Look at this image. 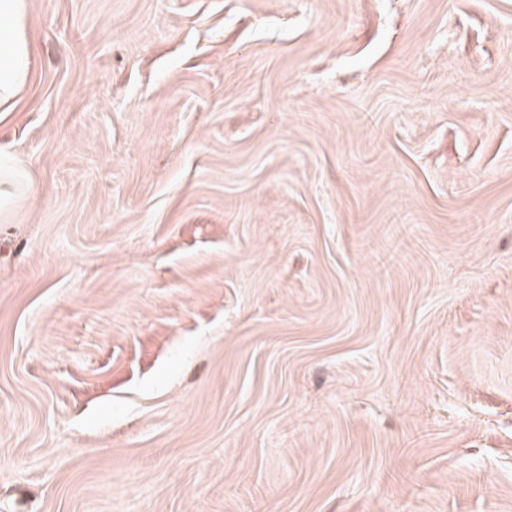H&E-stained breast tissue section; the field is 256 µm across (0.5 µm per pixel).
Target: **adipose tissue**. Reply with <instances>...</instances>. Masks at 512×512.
<instances>
[{
    "label": "adipose tissue",
    "instance_id": "adipose-tissue-1",
    "mask_svg": "<svg viewBox=\"0 0 512 512\" xmlns=\"http://www.w3.org/2000/svg\"><path fill=\"white\" fill-rule=\"evenodd\" d=\"M29 0H0V106L25 85L31 66Z\"/></svg>",
    "mask_w": 512,
    "mask_h": 512
}]
</instances>
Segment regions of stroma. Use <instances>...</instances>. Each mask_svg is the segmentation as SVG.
I'll return each instance as SVG.
<instances>
[{
	"label": "stroma",
	"mask_w": 512,
	"mask_h": 512,
	"mask_svg": "<svg viewBox=\"0 0 512 512\" xmlns=\"http://www.w3.org/2000/svg\"><path fill=\"white\" fill-rule=\"evenodd\" d=\"M30 25L0 512H512V0Z\"/></svg>",
	"instance_id": "35a3bbf8"
}]
</instances>
